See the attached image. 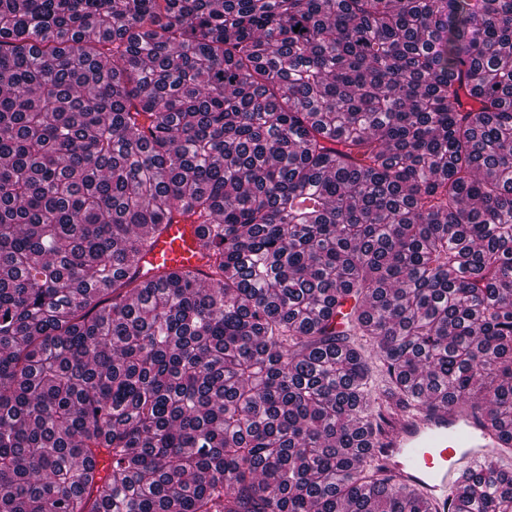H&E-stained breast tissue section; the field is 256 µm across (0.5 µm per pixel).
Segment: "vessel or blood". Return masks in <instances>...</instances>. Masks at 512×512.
Instances as JSON below:
<instances>
[{
	"mask_svg": "<svg viewBox=\"0 0 512 512\" xmlns=\"http://www.w3.org/2000/svg\"><path fill=\"white\" fill-rule=\"evenodd\" d=\"M147 260L162 270L174 265L198 266L194 225H166ZM491 446L488 432L456 410L412 417L391 438L403 478L422 486L440 501L446 499L460 474L489 456Z\"/></svg>",
	"mask_w": 512,
	"mask_h": 512,
	"instance_id": "b4317fda",
	"label": "vessel or blood"
}]
</instances>
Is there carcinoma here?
<instances>
[{"label":"carcinoma","instance_id":"carcinoma-1","mask_svg":"<svg viewBox=\"0 0 512 512\" xmlns=\"http://www.w3.org/2000/svg\"><path fill=\"white\" fill-rule=\"evenodd\" d=\"M454 407L512 512V0H0V512H440ZM196 228V224H186L183 221L166 225L147 256L149 263L154 267L158 266L154 271L159 272L174 265H202L196 254ZM495 440L475 420L457 410L414 416L390 439L406 481L422 486L439 502L458 475L490 455Z\"/></svg>","mask_w":512,"mask_h":512}]
</instances>
